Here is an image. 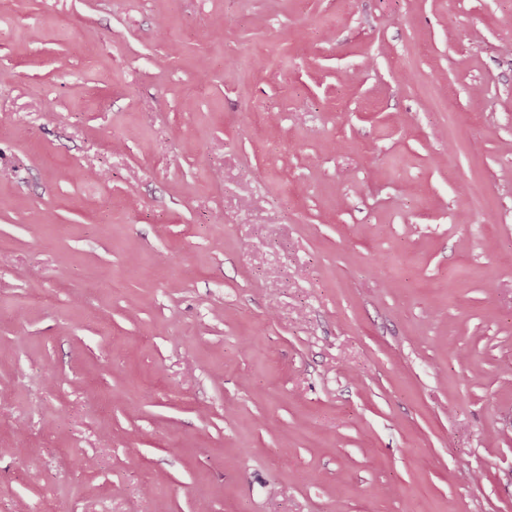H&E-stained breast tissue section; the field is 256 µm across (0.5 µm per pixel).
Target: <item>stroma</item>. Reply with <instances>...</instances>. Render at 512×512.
I'll return each mask as SVG.
<instances>
[{
    "mask_svg": "<svg viewBox=\"0 0 512 512\" xmlns=\"http://www.w3.org/2000/svg\"><path fill=\"white\" fill-rule=\"evenodd\" d=\"M0 512H512V0H0Z\"/></svg>",
    "mask_w": 512,
    "mask_h": 512,
    "instance_id": "stroma-1",
    "label": "stroma"
}]
</instances>
